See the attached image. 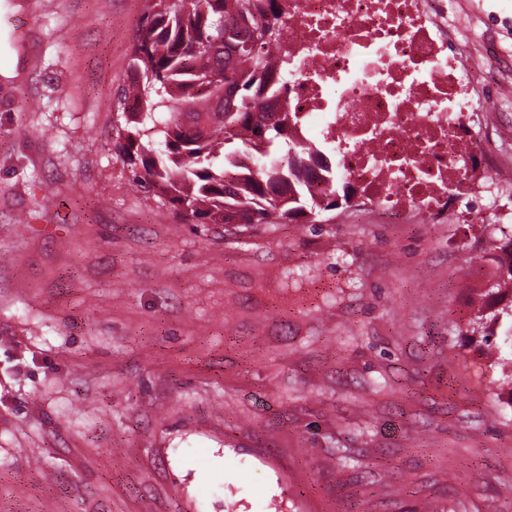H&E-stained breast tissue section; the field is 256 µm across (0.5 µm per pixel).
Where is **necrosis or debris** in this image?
<instances>
[{
    "mask_svg": "<svg viewBox=\"0 0 512 512\" xmlns=\"http://www.w3.org/2000/svg\"><path fill=\"white\" fill-rule=\"evenodd\" d=\"M280 26L289 144L329 148L378 215L447 223L480 158L496 184L497 160L470 127L475 97L448 0H285Z\"/></svg>",
    "mask_w": 512,
    "mask_h": 512,
    "instance_id": "1",
    "label": "necrosis or debris"
}]
</instances>
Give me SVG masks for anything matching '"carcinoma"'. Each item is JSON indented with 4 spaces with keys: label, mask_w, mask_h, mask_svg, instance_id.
Returning <instances> with one entry per match:
<instances>
[{
    "label": "carcinoma",
    "mask_w": 512,
    "mask_h": 512,
    "mask_svg": "<svg viewBox=\"0 0 512 512\" xmlns=\"http://www.w3.org/2000/svg\"><path fill=\"white\" fill-rule=\"evenodd\" d=\"M280 0H148L131 51L138 80L122 90L124 134L116 148L138 187L182 207L194 224L291 223L336 207L343 186L324 167L330 189L313 191L317 174L288 149V113L271 66ZM259 167L252 169L248 163ZM497 274L485 296L512 294V259L494 256ZM512 304L480 308L472 333L488 344Z\"/></svg>",
    "instance_id": "obj_1"
}]
</instances>
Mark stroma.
<instances>
[{
  "mask_svg": "<svg viewBox=\"0 0 512 512\" xmlns=\"http://www.w3.org/2000/svg\"><path fill=\"white\" fill-rule=\"evenodd\" d=\"M143 0H0V512H512L473 224H189L116 152ZM512 175V0H448Z\"/></svg>",
  "mask_w": 512,
  "mask_h": 512,
  "instance_id": "1",
  "label": "stroma"
}]
</instances>
